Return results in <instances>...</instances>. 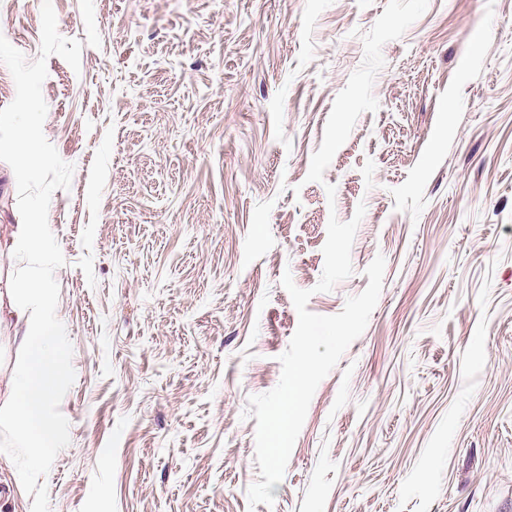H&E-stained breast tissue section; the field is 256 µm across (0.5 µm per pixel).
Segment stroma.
Segmentation results:
<instances>
[{
  "label": "stroma",
  "instance_id": "stroma-1",
  "mask_svg": "<svg viewBox=\"0 0 512 512\" xmlns=\"http://www.w3.org/2000/svg\"><path fill=\"white\" fill-rule=\"evenodd\" d=\"M388 0H52L79 69L46 60L43 132L74 167L65 445L33 470L0 423V512H512V0H428L308 181L361 35ZM42 0H0L27 60ZM336 188L328 198L327 185ZM0 161V244L21 217ZM366 211L353 273L318 293L330 216ZM386 260L363 334L320 382L273 506L247 399L298 314L339 313Z\"/></svg>",
  "mask_w": 512,
  "mask_h": 512
}]
</instances>
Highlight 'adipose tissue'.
<instances>
[{
	"label": "adipose tissue",
	"instance_id": "1",
	"mask_svg": "<svg viewBox=\"0 0 512 512\" xmlns=\"http://www.w3.org/2000/svg\"><path fill=\"white\" fill-rule=\"evenodd\" d=\"M12 291L18 300L12 314L23 331L24 362L8 382L12 394L9 424L15 446L38 467L47 450L60 445L58 427L44 406L52 394L49 381L64 366L60 341L67 327L53 312L49 274L13 282Z\"/></svg>",
	"mask_w": 512,
	"mask_h": 512
}]
</instances>
